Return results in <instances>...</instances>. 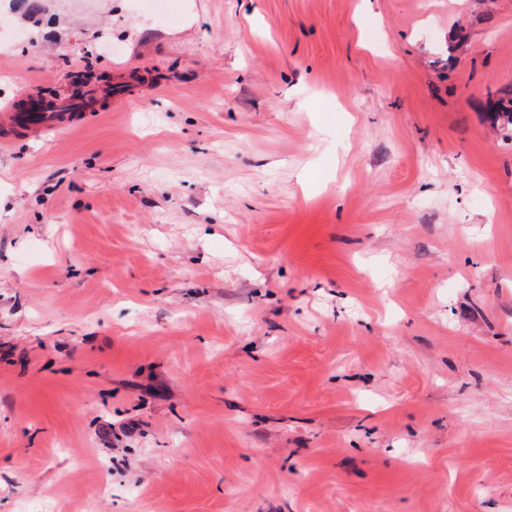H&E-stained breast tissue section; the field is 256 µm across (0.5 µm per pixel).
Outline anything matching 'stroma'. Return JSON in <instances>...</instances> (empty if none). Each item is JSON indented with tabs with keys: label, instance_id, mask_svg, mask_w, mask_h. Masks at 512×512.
<instances>
[{
	"label": "stroma",
	"instance_id": "35a3bbf8",
	"mask_svg": "<svg viewBox=\"0 0 512 512\" xmlns=\"http://www.w3.org/2000/svg\"><path fill=\"white\" fill-rule=\"evenodd\" d=\"M0 512H512V0H16ZM100 98L76 95L68 101L48 105L37 98H27L21 109L5 104L0 113V130H18L30 137L81 124L94 112L103 111Z\"/></svg>",
	"mask_w": 512,
	"mask_h": 512
}]
</instances>
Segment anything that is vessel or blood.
I'll return each mask as SVG.
<instances>
[{
  "label": "vessel or blood",
  "instance_id": "obj_1",
  "mask_svg": "<svg viewBox=\"0 0 512 512\" xmlns=\"http://www.w3.org/2000/svg\"><path fill=\"white\" fill-rule=\"evenodd\" d=\"M101 108L100 99L83 95L53 105L32 97L26 99L20 108L11 103L1 106L0 129L17 130L32 137L41 136L80 124Z\"/></svg>",
  "mask_w": 512,
  "mask_h": 512
}]
</instances>
